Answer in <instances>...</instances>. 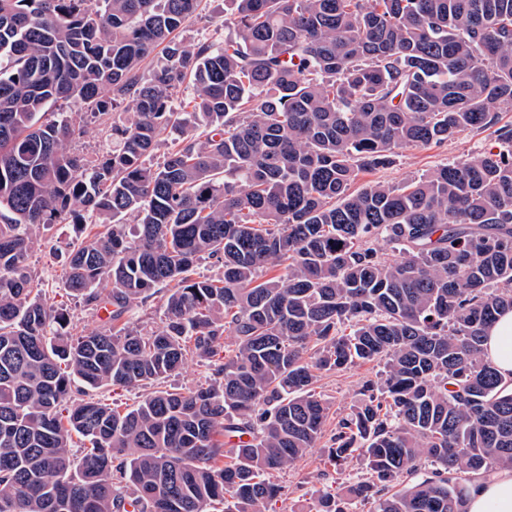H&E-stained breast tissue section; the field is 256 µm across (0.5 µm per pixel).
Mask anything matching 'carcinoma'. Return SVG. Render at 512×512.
Returning a JSON list of instances; mask_svg holds the SVG:
<instances>
[{"label":"carcinoma","mask_w":512,"mask_h":512,"mask_svg":"<svg viewBox=\"0 0 512 512\" xmlns=\"http://www.w3.org/2000/svg\"><path fill=\"white\" fill-rule=\"evenodd\" d=\"M201 2L0 0V512H268L322 438L316 372L369 361L386 376L326 450L365 472L315 512H466L460 474L512 469V386L482 349L512 309V0H228L224 41L175 39ZM84 113L112 117L100 154L70 147ZM465 130L495 148L351 191ZM65 221L107 225L65 279L106 329L70 334L30 270ZM202 254L219 277H193ZM166 285L163 325L130 324ZM228 337L205 384L124 413L81 397Z\"/></svg>","instance_id":"cac0c4a2"}]
</instances>
